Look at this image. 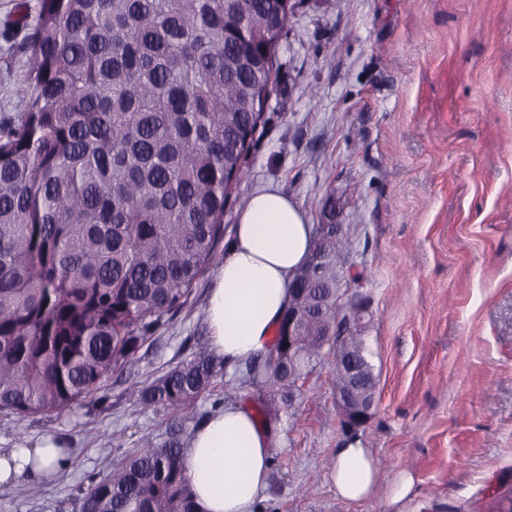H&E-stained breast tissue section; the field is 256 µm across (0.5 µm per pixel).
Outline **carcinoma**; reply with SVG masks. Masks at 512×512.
<instances>
[{"instance_id": "carcinoma-1", "label": "carcinoma", "mask_w": 512, "mask_h": 512, "mask_svg": "<svg viewBox=\"0 0 512 512\" xmlns=\"http://www.w3.org/2000/svg\"><path fill=\"white\" fill-rule=\"evenodd\" d=\"M26 89L0 121V413L62 415L132 368L140 346L223 260L224 210L246 177L287 34L286 0H27L15 4ZM345 233L315 228L289 303L307 317L288 358V312L224 401H269L328 360L334 391L373 400L363 339L344 323ZM349 332L361 376L342 370ZM224 375L200 350L139 391L146 410L196 418ZM174 436L123 455L79 492L80 512H200Z\"/></svg>"}]
</instances>
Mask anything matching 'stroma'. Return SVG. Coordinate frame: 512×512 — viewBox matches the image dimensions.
Listing matches in <instances>:
<instances>
[{
  "instance_id": "obj_1",
  "label": "stroma",
  "mask_w": 512,
  "mask_h": 512,
  "mask_svg": "<svg viewBox=\"0 0 512 512\" xmlns=\"http://www.w3.org/2000/svg\"><path fill=\"white\" fill-rule=\"evenodd\" d=\"M0 0V121L21 109L25 57ZM279 52L276 91L224 211V238L258 190L296 201L309 224L343 226L342 276L365 298L377 379L355 435L380 460L357 501L329 478L347 434L333 369L317 364L279 405L256 512H393L390 488L415 478L409 512H488L512 488V0H298ZM333 53L326 64L325 53ZM217 271L185 307L72 413L0 415V453L43 436L67 447L59 477L0 484V512H79L78 486L114 460L195 422L143 409L138 391L209 344Z\"/></svg>"
}]
</instances>
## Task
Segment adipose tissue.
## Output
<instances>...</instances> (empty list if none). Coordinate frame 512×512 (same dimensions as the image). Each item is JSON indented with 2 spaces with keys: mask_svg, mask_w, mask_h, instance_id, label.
Wrapping results in <instances>:
<instances>
[{
  "mask_svg": "<svg viewBox=\"0 0 512 512\" xmlns=\"http://www.w3.org/2000/svg\"><path fill=\"white\" fill-rule=\"evenodd\" d=\"M313 248L312 226L301 207L269 188L254 194L239 215L234 238L210 293L212 350L226 368L239 367L269 346L287 305L292 276ZM67 451L42 439L0 454V483L34 481L59 471ZM271 442L251 412L225 404L199 424L181 465L201 512H253L266 487ZM379 471L372 449L348 439L336 449L330 479L339 500L371 495Z\"/></svg>",
  "mask_w": 512,
  "mask_h": 512,
  "instance_id": "obj_1",
  "label": "adipose tissue"
}]
</instances>
